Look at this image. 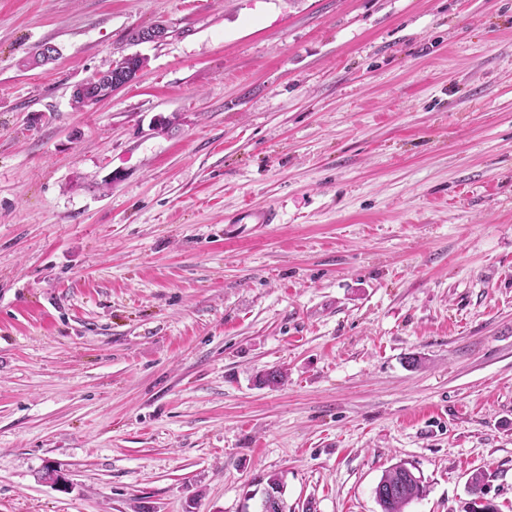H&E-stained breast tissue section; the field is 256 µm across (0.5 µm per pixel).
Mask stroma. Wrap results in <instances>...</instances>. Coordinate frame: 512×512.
<instances>
[{"label": "stroma", "instance_id": "stroma-1", "mask_svg": "<svg viewBox=\"0 0 512 512\" xmlns=\"http://www.w3.org/2000/svg\"><path fill=\"white\" fill-rule=\"evenodd\" d=\"M398 462L512 512V0H0V512H380ZM139 73L140 70L135 74H132L130 77H125L120 74L112 75V70L97 71L95 79L100 80L101 85L104 86L106 90L94 97H91L87 102L88 106L97 105L112 97L114 92L133 83L137 79ZM72 101L75 108L81 109L87 106L84 100L79 97L73 96ZM277 218V210L273 207H244L226 218L225 224H274L277 223ZM264 482L265 487L262 492V496L258 504L257 510H253L252 512H288V506L283 497L284 484L282 482V478L278 474H270L267 475L266 477H259L257 480V485L262 484ZM268 490H272L274 494H276L279 500V507H277L276 505H272L271 508L268 507Z\"/></svg>", "mask_w": 512, "mask_h": 512}]
</instances>
